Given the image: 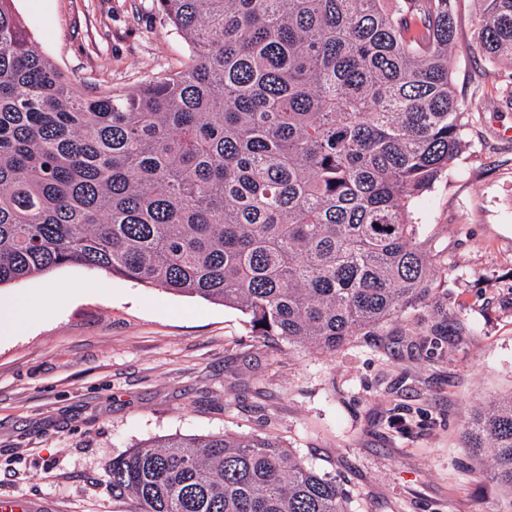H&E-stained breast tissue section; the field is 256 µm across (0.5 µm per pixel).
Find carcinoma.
Wrapping results in <instances>:
<instances>
[{
	"instance_id": "1",
	"label": "carcinoma",
	"mask_w": 512,
	"mask_h": 512,
	"mask_svg": "<svg viewBox=\"0 0 512 512\" xmlns=\"http://www.w3.org/2000/svg\"><path fill=\"white\" fill-rule=\"evenodd\" d=\"M0 0V286L79 265L240 311L334 353L420 307L452 336L415 203L472 114L449 70L453 0H156L176 71L86 97ZM512 67V0H475ZM512 496V393L465 419ZM131 512H350L269 435H174L112 460Z\"/></svg>"
}]
</instances>
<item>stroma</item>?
<instances>
[{
	"mask_svg": "<svg viewBox=\"0 0 512 512\" xmlns=\"http://www.w3.org/2000/svg\"><path fill=\"white\" fill-rule=\"evenodd\" d=\"M35 50L83 93L178 69L191 49L156 0H14ZM450 70L478 121L414 209L461 333L428 311L333 354L250 336L238 310L69 265L0 286V499L37 512H128L108 473L129 448L182 434H270L335 475L350 512H512L468 455L463 421L512 393V107L476 54L475 0H454Z\"/></svg>",
	"mask_w": 512,
	"mask_h": 512,
	"instance_id": "35a3bbf8",
	"label": "stroma"
}]
</instances>
